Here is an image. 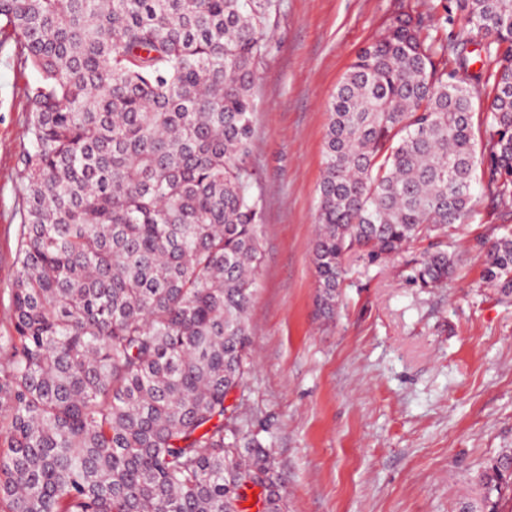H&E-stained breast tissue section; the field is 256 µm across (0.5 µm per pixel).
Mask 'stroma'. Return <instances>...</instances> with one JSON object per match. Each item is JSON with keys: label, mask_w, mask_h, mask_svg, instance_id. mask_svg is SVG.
Segmentation results:
<instances>
[{"label": "stroma", "mask_w": 512, "mask_h": 512, "mask_svg": "<svg viewBox=\"0 0 512 512\" xmlns=\"http://www.w3.org/2000/svg\"><path fill=\"white\" fill-rule=\"evenodd\" d=\"M395 0H276L255 89L252 160L263 211L238 399L270 444L288 512H457L512 448V301L483 280L491 224L462 225L451 278L421 288L401 259L348 257L334 319L316 314L312 246L327 104ZM37 79L0 35V313L18 247L16 172Z\"/></svg>", "instance_id": "obj_1"}]
</instances>
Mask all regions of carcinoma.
Wrapping results in <instances>:
<instances>
[{"label": "carcinoma", "instance_id": "1", "mask_svg": "<svg viewBox=\"0 0 512 512\" xmlns=\"http://www.w3.org/2000/svg\"><path fill=\"white\" fill-rule=\"evenodd\" d=\"M274 7L0 0L38 75L0 335V512H247L253 488L286 512L275 458L228 403L251 365ZM328 109L318 314L334 317L348 254L373 264L476 220L497 223L483 278L511 299L512 0H397ZM454 267L446 244L406 264L421 288ZM511 460L484 466L460 512L512 500Z\"/></svg>", "mask_w": 512, "mask_h": 512}]
</instances>
